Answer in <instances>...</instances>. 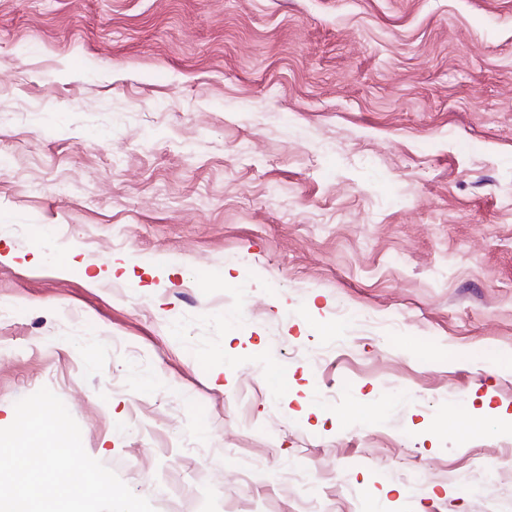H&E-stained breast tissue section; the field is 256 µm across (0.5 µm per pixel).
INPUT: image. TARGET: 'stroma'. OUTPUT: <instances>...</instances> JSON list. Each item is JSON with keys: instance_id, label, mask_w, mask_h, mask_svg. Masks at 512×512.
I'll return each mask as SVG.
<instances>
[{"instance_id": "obj_1", "label": "stroma", "mask_w": 512, "mask_h": 512, "mask_svg": "<svg viewBox=\"0 0 512 512\" xmlns=\"http://www.w3.org/2000/svg\"><path fill=\"white\" fill-rule=\"evenodd\" d=\"M0 428L155 512H512V0H0Z\"/></svg>"}]
</instances>
